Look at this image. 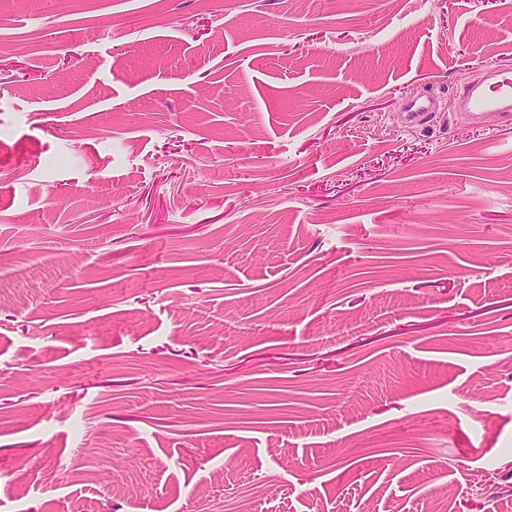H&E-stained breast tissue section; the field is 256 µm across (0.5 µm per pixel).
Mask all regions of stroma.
Listing matches in <instances>:
<instances>
[{
	"label": "stroma",
	"mask_w": 512,
	"mask_h": 512,
	"mask_svg": "<svg viewBox=\"0 0 512 512\" xmlns=\"http://www.w3.org/2000/svg\"><path fill=\"white\" fill-rule=\"evenodd\" d=\"M492 67L512 0H0V512H512ZM488 87L477 90L465 86L456 92L455 106L468 112V116L475 121L481 119L483 114L500 112L511 116L512 112V72L500 68H493Z\"/></svg>",
	"instance_id": "stroma-1"
}]
</instances>
